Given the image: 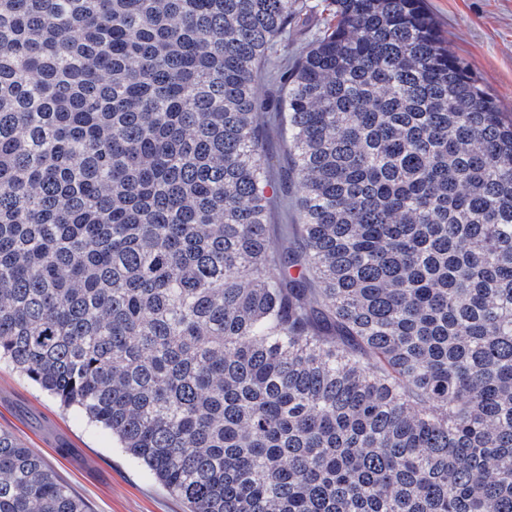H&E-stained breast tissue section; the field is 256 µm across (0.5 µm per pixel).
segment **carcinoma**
<instances>
[{"label": "carcinoma", "mask_w": 512, "mask_h": 512, "mask_svg": "<svg viewBox=\"0 0 512 512\" xmlns=\"http://www.w3.org/2000/svg\"><path fill=\"white\" fill-rule=\"evenodd\" d=\"M329 5L281 73L305 0H0V361L187 512H512V114ZM0 512L87 509L0 430ZM269 162L266 169V179L277 187L281 172L288 159V134L276 114L271 113L267 127ZM294 199L288 194L287 200L281 196L273 200L270 220L271 224H295L296 223V210L294 207Z\"/></svg>", "instance_id": "carcinoma-1"}]
</instances>
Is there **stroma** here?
<instances>
[{
	"label": "stroma",
	"mask_w": 512,
	"mask_h": 512,
	"mask_svg": "<svg viewBox=\"0 0 512 512\" xmlns=\"http://www.w3.org/2000/svg\"><path fill=\"white\" fill-rule=\"evenodd\" d=\"M306 18L288 31L290 64L322 30L328 15L308 0ZM451 51L480 78L505 109H512V0H425ZM0 430L37 453L88 512H184L152 472L120 448L110 429L79 408L62 407L47 392L0 362ZM73 453L60 455L61 443Z\"/></svg>",
	"instance_id": "1"
}]
</instances>
